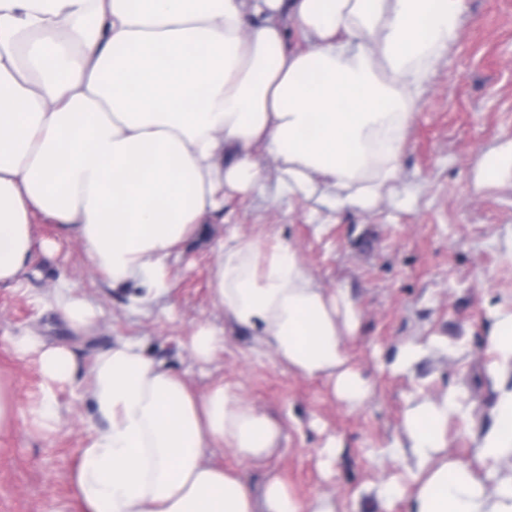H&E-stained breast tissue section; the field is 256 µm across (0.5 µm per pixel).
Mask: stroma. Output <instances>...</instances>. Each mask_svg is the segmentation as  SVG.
<instances>
[{
    "label": "stroma",
    "instance_id": "1",
    "mask_svg": "<svg viewBox=\"0 0 512 512\" xmlns=\"http://www.w3.org/2000/svg\"><path fill=\"white\" fill-rule=\"evenodd\" d=\"M509 141L512 0H468L459 38L417 107L395 200L331 217L315 201L280 193L273 161L258 149L264 189L226 200L223 220L201 225L170 258L169 292L139 305L128 291L104 285L77 241L37 218L34 237L50 242L49 251L17 284L0 287V392L11 407L0 425V512H77L70 473L90 432L88 366L121 339L137 342L197 393L225 384L281 425L280 445L265 460L228 447L210 455L255 487L276 477L295 497L327 501L334 512H381L380 489L412 465L408 406L451 390L468 413L449 419L445 452L475 462L500 391L512 388V369L493 373L486 344L494 317L512 313V164L502 166L501 183L479 182L482 159ZM232 236L289 241L322 288L350 290L360 325L344 344L372 388L359 410L349 411L326 381L280 364L252 334L226 329L210 272L219 244ZM64 293L91 305L90 328L62 318L56 300ZM202 326L224 334L223 352L209 363L189 348ZM29 337L67 347L79 362L54 387L61 422L50 431L33 421L43 378L37 353L19 347ZM405 342L421 344L422 353L408 369H394ZM331 437L338 448L326 469L321 451Z\"/></svg>",
    "mask_w": 512,
    "mask_h": 512
}]
</instances>
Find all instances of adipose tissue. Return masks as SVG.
Masks as SVG:
<instances>
[{"mask_svg":"<svg viewBox=\"0 0 512 512\" xmlns=\"http://www.w3.org/2000/svg\"><path fill=\"white\" fill-rule=\"evenodd\" d=\"M466 11L467 0H0V285L33 262L45 216L109 287L137 284L149 302L170 255L260 187L259 145L283 192L332 212L396 194L416 107ZM290 28L303 48H289ZM210 287L225 322L281 364L326 379L348 408L369 399L343 343L357 304L321 288L292 243L224 240ZM38 359L36 415L52 427L54 386L76 362L64 347ZM90 399L70 475L81 512H332L207 462L223 445L266 459L281 436L224 384L195 393L123 342L94 358ZM458 409L449 396L406 414L410 512H512V472L499 469L512 458V389L479 449L485 478L443 453Z\"/></svg>","mask_w":512,"mask_h":512,"instance_id":"adipose-tissue-1","label":"adipose tissue"}]
</instances>
